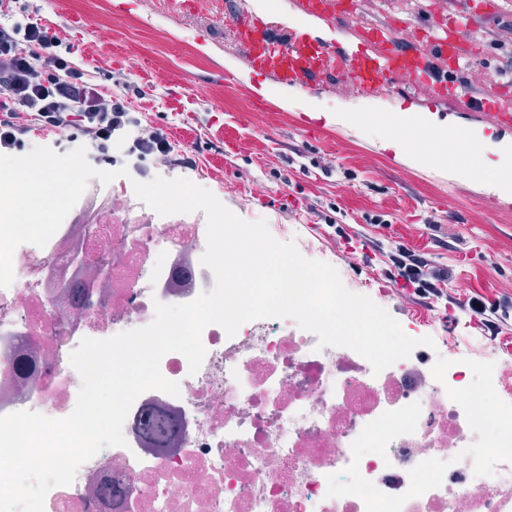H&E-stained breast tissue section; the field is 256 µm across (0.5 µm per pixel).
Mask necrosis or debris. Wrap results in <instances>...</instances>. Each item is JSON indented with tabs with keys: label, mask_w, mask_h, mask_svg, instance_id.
I'll return each mask as SVG.
<instances>
[{
	"label": "necrosis or debris",
	"mask_w": 512,
	"mask_h": 512,
	"mask_svg": "<svg viewBox=\"0 0 512 512\" xmlns=\"http://www.w3.org/2000/svg\"><path fill=\"white\" fill-rule=\"evenodd\" d=\"M124 153L113 140L111 168L97 171L71 157L70 178L50 186L34 177L39 153L0 164V416H68L81 385L69 357L82 338L147 326L155 302L188 303L214 286L201 263L204 213L158 215L136 197L144 175ZM90 187L111 220L88 219ZM24 192L64 206L26 211L16 204ZM317 341L279 318L247 322L231 337L208 326L197 374L180 353L161 361L179 396L142 393L124 424L126 446L82 463L73 483L48 492L45 512H366L359 497L328 496L327 477L350 464L367 424L413 402L415 432L395 438L386 456L365 455L362 476L405 494L411 470L438 458L450 463L441 486L408 498L402 512H512V463L477 476L459 456L477 436L447 391L466 387L467 366L438 382L437 351L418 347L377 374L351 349ZM153 416L167 435L145 429Z\"/></svg>",
	"instance_id": "1"
}]
</instances>
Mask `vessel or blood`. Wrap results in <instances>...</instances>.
Here are the masks:
<instances>
[{
  "label": "vessel or blood",
  "instance_id": "1",
  "mask_svg": "<svg viewBox=\"0 0 512 512\" xmlns=\"http://www.w3.org/2000/svg\"><path fill=\"white\" fill-rule=\"evenodd\" d=\"M298 10L309 17L331 20L343 10V0H297ZM234 39L243 50V64L286 88L312 95L340 79L372 91L392 77L404 84L426 88L433 99L446 97L454 88L452 75L435 69V61L447 58L449 38L433 33V24L417 26L426 45L424 55L408 54L386 43L378 32L360 34L351 50H339L311 33L290 30L287 23H273L248 7H239L230 18Z\"/></svg>",
  "mask_w": 512,
  "mask_h": 512
}]
</instances>
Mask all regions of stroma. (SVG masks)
Instances as JSON below:
<instances>
[{
    "label": "stroma",
    "mask_w": 512,
    "mask_h": 512,
    "mask_svg": "<svg viewBox=\"0 0 512 512\" xmlns=\"http://www.w3.org/2000/svg\"><path fill=\"white\" fill-rule=\"evenodd\" d=\"M34 0L37 18L50 20L69 55L105 86L127 82L143 127L175 145L190 146L193 168L203 169L213 193L247 221L264 218L300 227L340 276L371 294L411 337H431L462 345L484 338L498 345L496 358L512 363V199L491 192L486 174L450 175L416 166L385 147L370 126L330 124L339 112L418 113L432 126L441 122L480 131L492 142H511L512 132L497 129L474 103L492 87L512 92V42L494 43L496 32L512 30V0H423L448 18L471 4L478 38L459 43L461 56L474 58L463 69L461 89L442 100L404 85L390 87L388 98L352 92L340 83L309 96L279 89L288 108L253 125L242 116L251 93L272 87L226 51L224 0H209L192 14L171 12L168 0ZM263 15L279 12L282 21L312 30L340 48L354 41L348 17L332 22L302 16L296 0H248ZM148 61L156 70L186 74L183 98L172 102L161 82L138 76L128 65H114L112 47ZM494 55L488 70L477 61ZM236 78L225 81V71ZM323 121L321 138L307 139L299 115ZM247 141L248 149L224 151V134ZM370 253H361L363 240ZM447 271V281L431 294L405 286L391 262L396 246ZM477 300L484 313L472 312Z\"/></svg>",
    "instance_id": "stroma-1"
}]
</instances>
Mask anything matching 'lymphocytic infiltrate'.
Masks as SVG:
<instances>
[{
    "instance_id": "f902f5d3",
    "label": "lymphocytic infiltrate",
    "mask_w": 512,
    "mask_h": 512,
    "mask_svg": "<svg viewBox=\"0 0 512 512\" xmlns=\"http://www.w3.org/2000/svg\"><path fill=\"white\" fill-rule=\"evenodd\" d=\"M60 38L30 16L0 24V156L21 151L35 130L67 132L92 155L108 153L114 136L140 125L116 93L103 91L80 66L57 54ZM407 285L433 290L438 273L421 256L392 257Z\"/></svg>"
}]
</instances>
